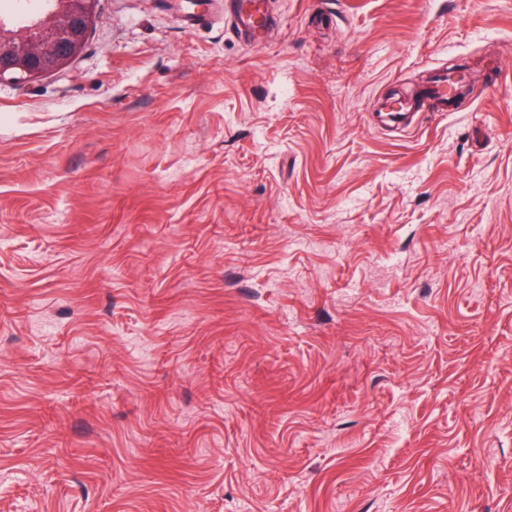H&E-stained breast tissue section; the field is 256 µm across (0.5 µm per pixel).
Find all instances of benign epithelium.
Here are the masks:
<instances>
[{"label": "benign epithelium", "mask_w": 512, "mask_h": 512, "mask_svg": "<svg viewBox=\"0 0 512 512\" xmlns=\"http://www.w3.org/2000/svg\"><path fill=\"white\" fill-rule=\"evenodd\" d=\"M99 19L98 0H41L27 24L0 19V84L24 83L63 68Z\"/></svg>", "instance_id": "obj_1"}]
</instances>
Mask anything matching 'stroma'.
I'll return each mask as SVG.
<instances>
[{"label":"stroma","instance_id":"1","mask_svg":"<svg viewBox=\"0 0 512 512\" xmlns=\"http://www.w3.org/2000/svg\"><path fill=\"white\" fill-rule=\"evenodd\" d=\"M265 5L0 84V512H512V0ZM224 14L230 19L238 37L249 44L261 41L271 28L268 18L252 2L225 0Z\"/></svg>","mask_w":512,"mask_h":512}]
</instances>
